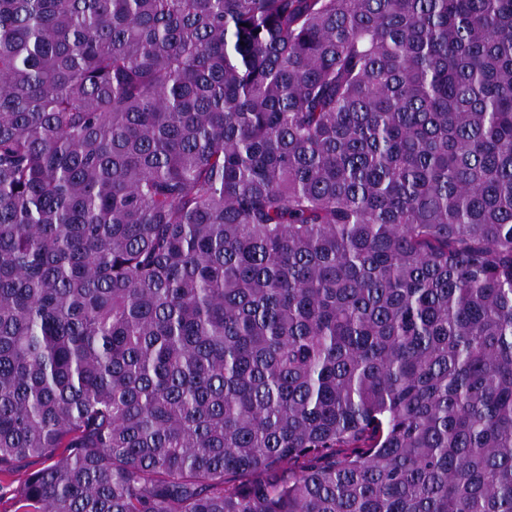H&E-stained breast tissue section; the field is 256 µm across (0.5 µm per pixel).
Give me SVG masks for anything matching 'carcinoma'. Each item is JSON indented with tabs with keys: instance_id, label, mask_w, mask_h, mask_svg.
Wrapping results in <instances>:
<instances>
[{
	"instance_id": "obj_1",
	"label": "carcinoma",
	"mask_w": 512,
	"mask_h": 512,
	"mask_svg": "<svg viewBox=\"0 0 512 512\" xmlns=\"http://www.w3.org/2000/svg\"><path fill=\"white\" fill-rule=\"evenodd\" d=\"M15 512H512V0H0Z\"/></svg>"
}]
</instances>
